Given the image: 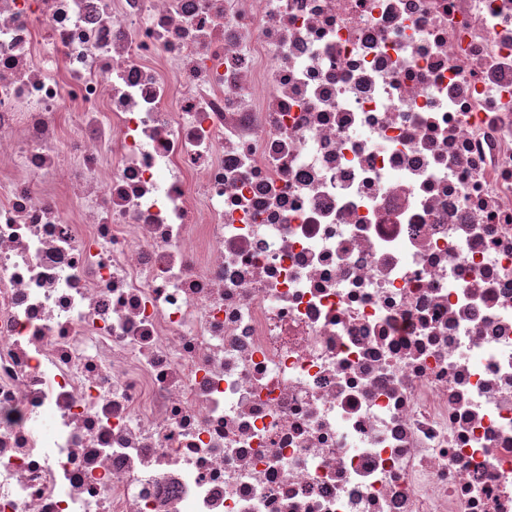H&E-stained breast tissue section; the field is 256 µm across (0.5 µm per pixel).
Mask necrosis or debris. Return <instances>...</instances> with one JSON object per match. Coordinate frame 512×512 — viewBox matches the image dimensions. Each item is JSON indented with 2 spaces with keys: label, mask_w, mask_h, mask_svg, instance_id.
Listing matches in <instances>:
<instances>
[{
  "label": "necrosis or debris",
  "mask_w": 512,
  "mask_h": 512,
  "mask_svg": "<svg viewBox=\"0 0 512 512\" xmlns=\"http://www.w3.org/2000/svg\"><path fill=\"white\" fill-rule=\"evenodd\" d=\"M0 512H512V0H0Z\"/></svg>",
  "instance_id": "1"
}]
</instances>
